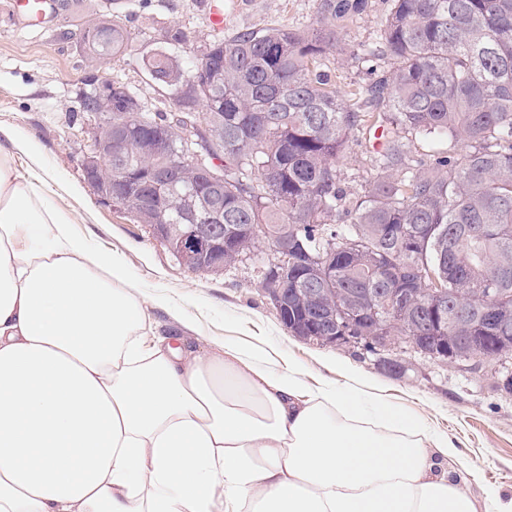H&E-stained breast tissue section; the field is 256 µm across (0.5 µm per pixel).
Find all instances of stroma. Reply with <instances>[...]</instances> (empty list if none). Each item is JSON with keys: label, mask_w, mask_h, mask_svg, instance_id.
<instances>
[{"label": "stroma", "mask_w": 512, "mask_h": 512, "mask_svg": "<svg viewBox=\"0 0 512 512\" xmlns=\"http://www.w3.org/2000/svg\"><path fill=\"white\" fill-rule=\"evenodd\" d=\"M51 25L16 24L0 0V126L12 129L37 151L38 161L17 155L23 178L45 169L51 203L73 220L76 235L113 253L145 298L171 299L184 323L165 312L155 314L160 334L183 336L189 349L205 352L224 342H252L287 355L305 372L309 387L322 378L344 381L342 367L360 372L379 394L409 411L461 451L456 463L477 502L488 494L512 498V392L503 383L512 375V359L472 370L444 364L403 345L397 351L405 371L395 377L382 368L378 355L359 348L319 346L291 336L261 288V260L212 276L180 265L156 240L148 226L102 203L83 172L92 150L93 119L82 111L83 93L104 80L135 91L147 111L169 112L168 91L153 81L142 65L155 48H166L180 65L193 67L196 45L210 40L200 0H61ZM224 34L246 28H304L317 18L316 0H224ZM390 9V0H366L364 10L346 20L336 50L329 56L342 96L369 83L367 67L355 58L362 45L374 42ZM107 17L117 21L130 39L115 56L90 59L79 40L83 24ZM186 41H167L173 30Z\"/></svg>", "instance_id": "obj_1"}]
</instances>
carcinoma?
<instances>
[{"mask_svg": "<svg viewBox=\"0 0 512 512\" xmlns=\"http://www.w3.org/2000/svg\"><path fill=\"white\" fill-rule=\"evenodd\" d=\"M365 0H319L316 24L250 29L197 47V72L180 81L173 58L144 62L192 115L207 165L224 172V239L189 266L219 275L288 242L291 287L320 292L321 308L369 319V336L454 337L456 358L475 370L487 357L471 337L512 356V0H391L378 41L356 58L370 84L348 104L326 71L341 40L340 21ZM93 58L120 53L129 40L100 18L81 28ZM112 161L92 187L112 206L155 224L170 253L190 223L201 185L183 155L173 112L140 111L119 84L112 91ZM382 129L366 159L374 177L348 197L339 160L350 138ZM443 140L427 153L419 143ZM176 164L174 188L155 190L154 169ZM444 287L448 321L426 322L418 293L429 275ZM494 310L488 319V310ZM288 331L313 341L307 299L278 311Z\"/></svg>", "mask_w": 512, "mask_h": 512, "instance_id": "cac0c4a2", "label": "carcinoma"}]
</instances>
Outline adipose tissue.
Wrapping results in <instances>:
<instances>
[{
    "mask_svg": "<svg viewBox=\"0 0 512 512\" xmlns=\"http://www.w3.org/2000/svg\"><path fill=\"white\" fill-rule=\"evenodd\" d=\"M0 129V512H478L446 435L359 374L154 330Z\"/></svg>",
    "mask_w": 512,
    "mask_h": 512,
    "instance_id": "ef3b65f1",
    "label": "adipose tissue"
}]
</instances>
